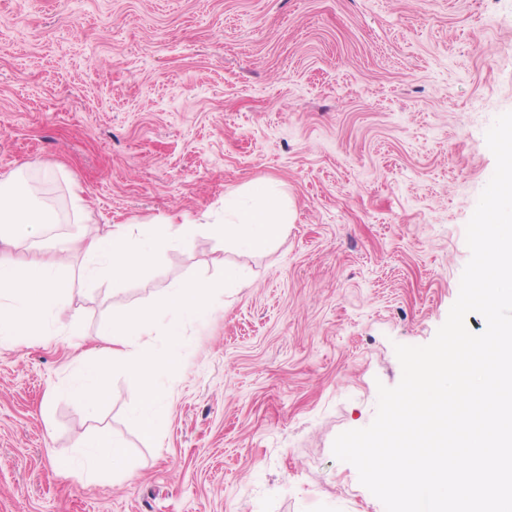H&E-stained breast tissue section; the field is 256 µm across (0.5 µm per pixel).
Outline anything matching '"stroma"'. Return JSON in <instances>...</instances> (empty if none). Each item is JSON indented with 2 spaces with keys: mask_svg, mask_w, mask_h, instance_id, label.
Here are the masks:
<instances>
[{
  "mask_svg": "<svg viewBox=\"0 0 512 512\" xmlns=\"http://www.w3.org/2000/svg\"><path fill=\"white\" fill-rule=\"evenodd\" d=\"M505 112L512 0H0V177L54 205L48 239L78 232L76 197L102 232L220 219L256 181L294 212L263 251L202 232L119 284L64 253L62 336L0 341V512H385L333 443L400 382L396 345L446 321ZM228 266L238 286L156 365L158 439L126 366L96 414L47 401L83 336ZM100 430L126 473L61 474Z\"/></svg>",
  "mask_w": 512,
  "mask_h": 512,
  "instance_id": "1",
  "label": "stroma"
}]
</instances>
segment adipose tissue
Here are the masks:
<instances>
[{
  "instance_id": "1",
  "label": "adipose tissue",
  "mask_w": 512,
  "mask_h": 512,
  "mask_svg": "<svg viewBox=\"0 0 512 512\" xmlns=\"http://www.w3.org/2000/svg\"><path fill=\"white\" fill-rule=\"evenodd\" d=\"M246 205H225L224 219L207 222L183 213L169 216L168 229L154 224H116L106 233L83 231L71 247L89 260L85 284L95 287L100 274L113 282L132 279L156 257L178 245L191 243L198 230L231 241L245 252L264 250L284 233L290 220L288 207L269 183L249 187ZM57 214L45 201L35 200L18 183L15 175L0 178V335L33 336L47 344L59 336L63 325L62 295L68 288L58 275L62 263L59 250L50 249L48 258L17 263L9 252L15 242L38 236L45 225L55 223ZM239 271L225 267L222 281L181 282L169 288L153 305L143 307L119 320L103 323L93 338L94 349L77 358L76 372L66 382L53 385L50 395L75 403L86 413L97 411L112 382V372L98 357L106 350L114 362L132 368L139 385L135 392V421L142 436L159 437L165 427L163 404L168 391L145 357V338L156 327H163L167 338L165 357L178 359L184 345L187 325L210 314L219 290L233 287ZM79 455L72 466L75 474L93 477L124 472L125 447L106 433L81 439Z\"/></svg>"
}]
</instances>
